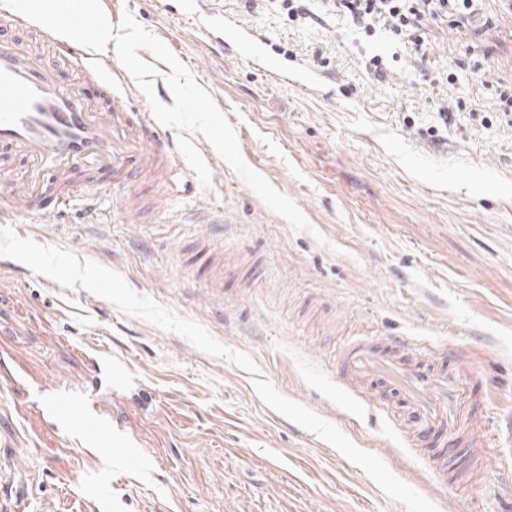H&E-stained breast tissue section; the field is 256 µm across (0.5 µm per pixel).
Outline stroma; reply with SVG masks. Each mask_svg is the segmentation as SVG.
<instances>
[{"label":"stroma","instance_id":"obj_1","mask_svg":"<svg viewBox=\"0 0 512 512\" xmlns=\"http://www.w3.org/2000/svg\"><path fill=\"white\" fill-rule=\"evenodd\" d=\"M111 3L140 60L123 106L187 162L162 199L80 174L66 207L0 223V502L512 512L495 433L512 408V10L477 0L405 35L326 0H301L305 19L279 0ZM394 336L475 370L483 465L467 431L440 476V441L404 437L394 393L368 385L372 409L342 392L341 353ZM63 395L93 397L144 467L106 468L49 414Z\"/></svg>","mask_w":512,"mask_h":512}]
</instances>
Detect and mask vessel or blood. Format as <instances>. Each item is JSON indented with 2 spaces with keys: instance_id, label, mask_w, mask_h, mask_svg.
I'll return each instance as SVG.
<instances>
[{
  "instance_id": "vessel-or-blood-1",
  "label": "vessel or blood",
  "mask_w": 512,
  "mask_h": 512,
  "mask_svg": "<svg viewBox=\"0 0 512 512\" xmlns=\"http://www.w3.org/2000/svg\"><path fill=\"white\" fill-rule=\"evenodd\" d=\"M99 0H25L20 10L0 5V26L20 22L22 15L48 17L53 28L67 34L59 49L85 62L93 72H112L110 59L87 53L82 34L97 15ZM30 36L0 39V178L8 181L0 222L40 209L46 193L65 192L69 175L79 167L105 173L116 185L137 182L143 169L171 167L178 156L172 140L162 138L145 112H114L122 93L101 84L99 96L62 79L34 50ZM342 380L351 386L378 378L399 391L404 405L414 406L417 433L437 435L448 454H455L458 435L469 427L473 398L462 376L418 361L411 365L375 354L366 345L349 347L339 361ZM60 407L73 427L98 431L90 410L64 401Z\"/></svg>"
}]
</instances>
